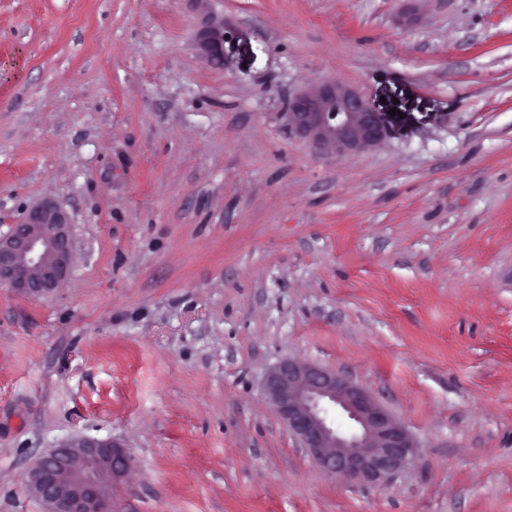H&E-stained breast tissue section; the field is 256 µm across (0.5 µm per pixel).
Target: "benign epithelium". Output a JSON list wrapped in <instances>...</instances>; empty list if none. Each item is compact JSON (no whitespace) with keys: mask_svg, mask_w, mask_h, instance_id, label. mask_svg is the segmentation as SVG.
<instances>
[{"mask_svg":"<svg viewBox=\"0 0 512 512\" xmlns=\"http://www.w3.org/2000/svg\"><path fill=\"white\" fill-rule=\"evenodd\" d=\"M224 23L201 31V57L224 64ZM288 128L315 149L351 156L379 144L388 127L353 87L325 80L288 96ZM71 224L51 201L33 208L10 232L0 235V286L27 296L53 292L69 280L73 260ZM265 391L288 431L319 467L342 480L373 487L388 484L413 457L407 429L369 392L318 365L285 360L266 376ZM334 404L350 421L338 430L324 416ZM132 459L110 439L81 438L51 449L30 469L26 484L45 512H112V488Z\"/></svg>","mask_w":512,"mask_h":512,"instance_id":"7a95c632","label":"benign epithelium"}]
</instances>
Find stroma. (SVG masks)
<instances>
[{
  "label": "stroma",
  "instance_id": "stroma-1",
  "mask_svg": "<svg viewBox=\"0 0 512 512\" xmlns=\"http://www.w3.org/2000/svg\"><path fill=\"white\" fill-rule=\"evenodd\" d=\"M327 79L385 141L289 131ZM46 199L74 261L0 287V512H44L27 474L81 437L133 458L112 512H512V0H0V234ZM286 359L413 460L324 473L265 394ZM225 39L223 22H212L201 31L198 38L201 57L210 64L223 65Z\"/></svg>",
  "mask_w": 512,
  "mask_h": 512
}]
</instances>
